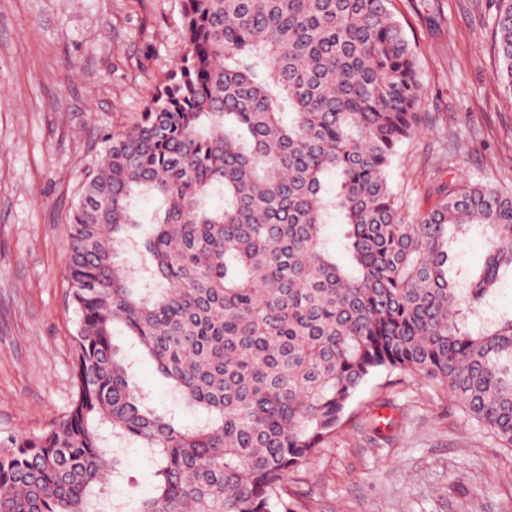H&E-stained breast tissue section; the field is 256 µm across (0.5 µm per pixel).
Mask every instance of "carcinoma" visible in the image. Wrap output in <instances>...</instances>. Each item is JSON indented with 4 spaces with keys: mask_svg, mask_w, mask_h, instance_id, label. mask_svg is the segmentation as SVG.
Returning a JSON list of instances; mask_svg holds the SVG:
<instances>
[{
    "mask_svg": "<svg viewBox=\"0 0 512 512\" xmlns=\"http://www.w3.org/2000/svg\"><path fill=\"white\" fill-rule=\"evenodd\" d=\"M390 2L181 0L179 64L82 177L74 393L51 426L0 436V512H94L127 445L153 462L154 493L112 512H302L288 478L381 370L441 385L512 447V314L492 304L512 273V189L442 183L423 213L394 191L425 112ZM490 7L512 94V0ZM473 230L485 259L458 272L451 244ZM119 327L196 423L135 388Z\"/></svg>",
    "mask_w": 512,
    "mask_h": 512,
    "instance_id": "carcinoma-1",
    "label": "carcinoma"
}]
</instances>
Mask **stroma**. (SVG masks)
<instances>
[{"label":"stroma","mask_w":512,"mask_h":512,"mask_svg":"<svg viewBox=\"0 0 512 512\" xmlns=\"http://www.w3.org/2000/svg\"><path fill=\"white\" fill-rule=\"evenodd\" d=\"M488 0H392L419 54L429 126L392 169L414 210L436 180L512 188V94L494 78ZM183 49L179 0H0V432H37L72 395L75 316L64 305L66 216L105 134L131 125ZM114 341L157 412H193L123 334ZM112 498L147 496L155 478L123 452ZM291 490L308 512H512V450L438 384L369 377L346 424Z\"/></svg>","instance_id":"1"}]
</instances>
